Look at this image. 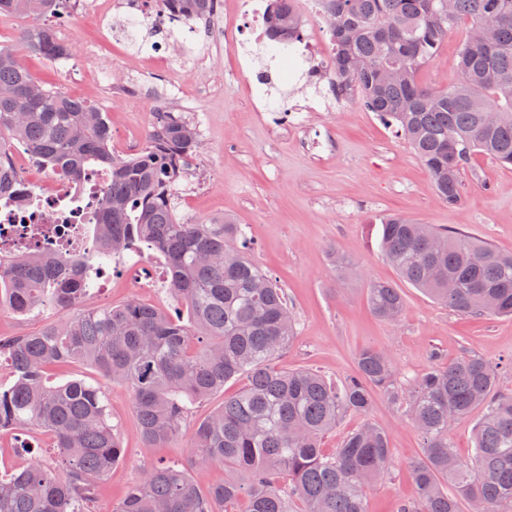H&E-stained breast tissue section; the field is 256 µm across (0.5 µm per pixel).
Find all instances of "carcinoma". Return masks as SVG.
Instances as JSON below:
<instances>
[{
	"label": "carcinoma",
	"mask_w": 512,
	"mask_h": 512,
	"mask_svg": "<svg viewBox=\"0 0 512 512\" xmlns=\"http://www.w3.org/2000/svg\"><path fill=\"white\" fill-rule=\"evenodd\" d=\"M160 2L189 21L199 0ZM294 2L269 0L264 53L271 44L300 41ZM323 2L335 44L328 82L353 90L404 136L440 201H459L476 152L512 168V0ZM29 9L30 0H0V15ZM461 24L470 32L492 27V41L466 35L456 79L439 89L418 84L416 70ZM25 53L57 60L69 47L38 24L24 29L16 46H0V199L18 190L7 155L13 143L72 182L90 169L109 171L111 180L92 225L97 249L51 257L0 252V293L11 310L58 312L34 333L0 338V357L13 373L0 386V430L26 427L54 440V457L29 446L31 463L0 478V512H221L242 497L247 512H293L294 497L304 512H367L370 483L391 463L387 430L366 424L331 455L320 441L344 414L368 412L374 389L401 403L391 357L360 351L357 374L340 386L314 370L275 368L295 337L281 288L246 256L250 242L233 218L194 221L178 212L177 186L199 148L195 127L160 109L166 121L143 148L118 154L105 113L38 83L16 64ZM381 224L383 255L403 282L452 311L512 316V254L403 216ZM142 246L163 257L180 310L165 313L137 299L89 306L90 274ZM368 301L384 320L403 312L401 289L390 282L371 284ZM56 363L88 367L95 376L54 382L46 369ZM242 374L241 391L194 424L181 459L154 466L108 508H93L124 453L103 382L131 387L146 447L176 448L196 404ZM475 412V455L463 463L449 431ZM407 413L424 446L410 465L418 497L400 512H461V502L475 499L487 512H512V392L499 388L496 366L478 355L434 364L414 384ZM215 465L244 472L248 483L227 480L200 492L191 473Z\"/></svg>",
	"instance_id": "1"
}]
</instances>
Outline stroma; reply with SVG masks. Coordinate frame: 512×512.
I'll return each mask as SVG.
<instances>
[{
    "label": "stroma",
    "mask_w": 512,
    "mask_h": 512,
    "mask_svg": "<svg viewBox=\"0 0 512 512\" xmlns=\"http://www.w3.org/2000/svg\"><path fill=\"white\" fill-rule=\"evenodd\" d=\"M62 27L87 56L81 81L62 79L59 61L28 57L30 72L47 87L89 99L124 135L121 150L133 153L159 106L193 123L203 148L193 171L209 175L208 188L193 191L190 219L229 215L245 225L252 256L280 285L297 322L284 370L312 369L341 381L354 374L357 355L371 347L391 355L396 383L410 392L440 361L474 353L499 369L501 388L512 390V317H471L451 311L411 285H403L405 309L395 322L376 317L367 301L374 281H397L381 250L382 216L399 214L421 224L456 228L503 252H512V169L473 155L455 205L435 195L429 174L409 145L358 101L338 100L328 81L310 83L306 72L326 45L316 16L305 32L312 56L290 70L260 62L257 44H225L222 62L201 36L175 32L167 66L147 57L160 39L141 30L138 42L109 38L111 19L64 20ZM467 34L458 27L447 44L417 73L419 83L444 86L457 76L458 50ZM272 80L260 84L258 71ZM344 259L343 268L332 263ZM112 423L125 448L100 488L108 505L175 448L146 447L134 413L131 389L106 385ZM387 429L392 461L367 495V512H399L415 501L409 464L422 454V438L402 406L375 394L370 410L347 414L321 446L333 453L343 437L364 423Z\"/></svg>",
    "instance_id": "obj_1"
}]
</instances>
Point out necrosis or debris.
I'll return each instance as SVG.
<instances>
[{"label":"necrosis or debris","instance_id":"4bbe7bcc","mask_svg":"<svg viewBox=\"0 0 512 512\" xmlns=\"http://www.w3.org/2000/svg\"><path fill=\"white\" fill-rule=\"evenodd\" d=\"M104 0H57L50 12H41L36 23L51 28L54 36H61L57 21L63 16L100 18L106 11ZM243 19L251 33L260 35L265 29V15L256 0H242L240 7L227 11L224 0H205L196 22L203 31L222 38V30L214 29L215 21L223 17ZM35 156H27L25 163L13 166L14 180L20 187L18 194L0 202V249L16 251L37 249L58 252L75 247L92 249L96 241L85 232L98 214L101 188L107 180L105 173L94 170L84 174L80 184H72L57 174H50L47 184L33 182L28 174L37 165Z\"/></svg>","mask_w":512,"mask_h":512}]
</instances>
